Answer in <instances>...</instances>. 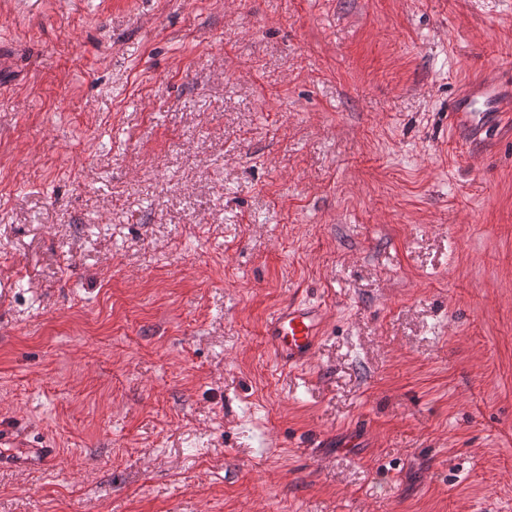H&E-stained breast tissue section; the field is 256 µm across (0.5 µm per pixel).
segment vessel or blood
Listing matches in <instances>:
<instances>
[{"instance_id": "vessel-or-blood-1", "label": "vessel or blood", "mask_w": 512, "mask_h": 512, "mask_svg": "<svg viewBox=\"0 0 512 512\" xmlns=\"http://www.w3.org/2000/svg\"><path fill=\"white\" fill-rule=\"evenodd\" d=\"M512 120V88L495 80L470 87L454 103L453 127L472 141L488 139ZM324 313L320 306L292 302L267 322L264 334L276 357L285 366L298 368L311 360L322 334Z\"/></svg>"}]
</instances>
